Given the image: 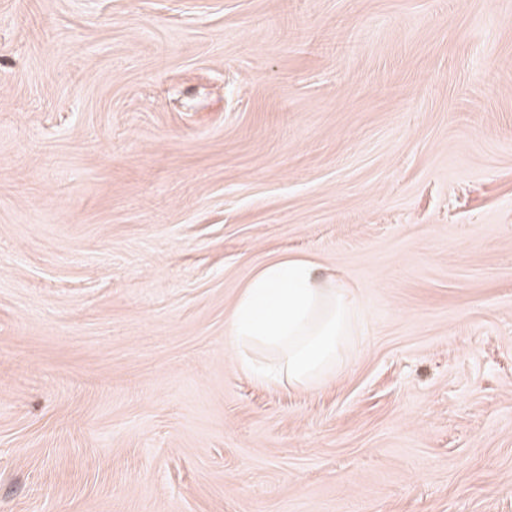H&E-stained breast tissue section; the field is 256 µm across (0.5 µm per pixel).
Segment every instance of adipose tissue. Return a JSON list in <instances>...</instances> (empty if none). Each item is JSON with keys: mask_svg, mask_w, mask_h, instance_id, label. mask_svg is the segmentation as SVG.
Segmentation results:
<instances>
[{"mask_svg": "<svg viewBox=\"0 0 512 512\" xmlns=\"http://www.w3.org/2000/svg\"><path fill=\"white\" fill-rule=\"evenodd\" d=\"M363 308L356 291L313 260L285 258L259 269L241 290L229 322L238 346L277 349L276 365L239 355L241 366L269 386H306L333 372L347 337L357 333Z\"/></svg>", "mask_w": 512, "mask_h": 512, "instance_id": "ef3b65f1", "label": "adipose tissue"}]
</instances>
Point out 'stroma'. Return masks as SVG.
I'll list each match as a JSON object with an SVG mask.
<instances>
[{
  "instance_id": "stroma-1",
  "label": "stroma",
  "mask_w": 512,
  "mask_h": 512,
  "mask_svg": "<svg viewBox=\"0 0 512 512\" xmlns=\"http://www.w3.org/2000/svg\"><path fill=\"white\" fill-rule=\"evenodd\" d=\"M284 257L364 309L307 387ZM0 512H512V0H0ZM363 318L356 291L313 260L285 258L259 269L241 290L229 322L241 366L258 381L276 386L283 379L308 386L336 371L347 336H355ZM275 348L278 363L263 367L247 347Z\"/></svg>"
}]
</instances>
